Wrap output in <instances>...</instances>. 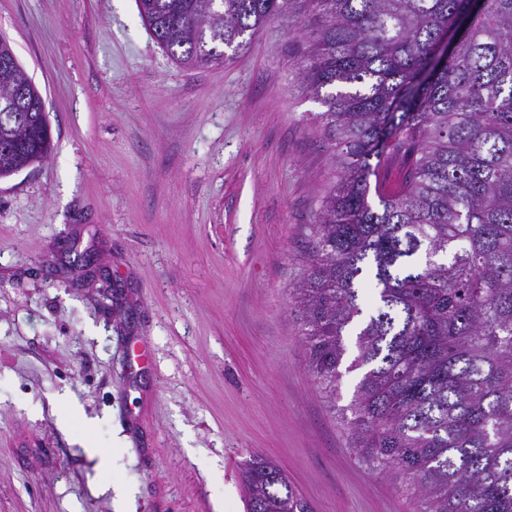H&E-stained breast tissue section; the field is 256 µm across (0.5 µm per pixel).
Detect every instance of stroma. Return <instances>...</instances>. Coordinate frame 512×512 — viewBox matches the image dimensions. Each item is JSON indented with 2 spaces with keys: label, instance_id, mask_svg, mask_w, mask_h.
<instances>
[{
  "label": "stroma",
  "instance_id": "35a3bbf8",
  "mask_svg": "<svg viewBox=\"0 0 512 512\" xmlns=\"http://www.w3.org/2000/svg\"><path fill=\"white\" fill-rule=\"evenodd\" d=\"M0 35L53 141L0 179V512H114L117 486L132 512H245L256 455L312 512H417L339 413L358 373L321 393L289 298L334 175L300 37L186 68L136 0H0Z\"/></svg>",
  "mask_w": 512,
  "mask_h": 512
}]
</instances>
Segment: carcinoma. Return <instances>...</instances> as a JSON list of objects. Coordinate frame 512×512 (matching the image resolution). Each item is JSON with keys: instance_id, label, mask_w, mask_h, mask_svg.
<instances>
[{"instance_id": "obj_1", "label": "carcinoma", "mask_w": 512, "mask_h": 512, "mask_svg": "<svg viewBox=\"0 0 512 512\" xmlns=\"http://www.w3.org/2000/svg\"><path fill=\"white\" fill-rule=\"evenodd\" d=\"M137 4L186 67L233 60L271 22L305 38L301 84L323 107L337 172L291 291L309 367L336 397L344 331L358 323L344 417L355 448L402 479L418 512H512V0ZM11 89L26 119L0 107V125L17 127L1 178L52 151L41 93L13 53L0 57V96ZM367 269L377 310L365 317ZM242 476L248 512H310L271 460L251 458Z\"/></svg>"}]
</instances>
